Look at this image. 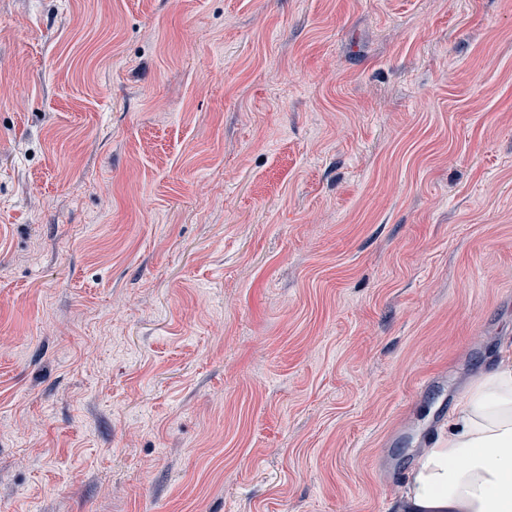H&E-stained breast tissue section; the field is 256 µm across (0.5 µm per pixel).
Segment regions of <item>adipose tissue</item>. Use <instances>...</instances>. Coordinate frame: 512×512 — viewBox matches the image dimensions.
Segmentation results:
<instances>
[{
	"label": "adipose tissue",
	"instance_id": "obj_1",
	"mask_svg": "<svg viewBox=\"0 0 512 512\" xmlns=\"http://www.w3.org/2000/svg\"><path fill=\"white\" fill-rule=\"evenodd\" d=\"M396 512H512V354L464 387Z\"/></svg>",
	"mask_w": 512,
	"mask_h": 512
}]
</instances>
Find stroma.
Here are the masks:
<instances>
[{"label": "stroma", "instance_id": "1", "mask_svg": "<svg viewBox=\"0 0 512 512\" xmlns=\"http://www.w3.org/2000/svg\"><path fill=\"white\" fill-rule=\"evenodd\" d=\"M512 342V0H0V512H394Z\"/></svg>", "mask_w": 512, "mask_h": 512}]
</instances>
